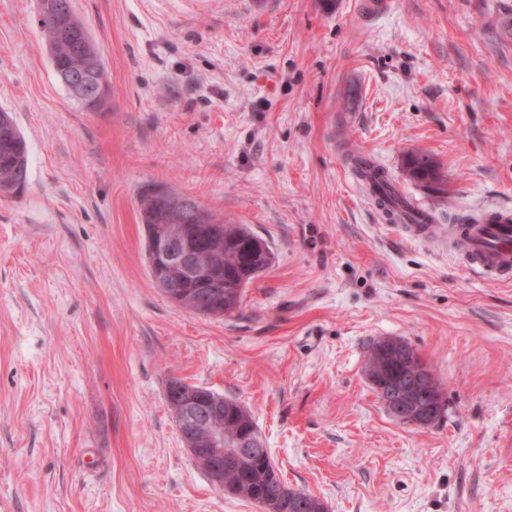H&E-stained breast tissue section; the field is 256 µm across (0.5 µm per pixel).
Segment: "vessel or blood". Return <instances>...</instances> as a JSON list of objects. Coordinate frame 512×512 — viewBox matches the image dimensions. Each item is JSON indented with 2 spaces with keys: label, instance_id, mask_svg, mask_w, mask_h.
Instances as JSON below:
<instances>
[{
  "label": "vessel or blood",
  "instance_id": "b4317fda",
  "mask_svg": "<svg viewBox=\"0 0 512 512\" xmlns=\"http://www.w3.org/2000/svg\"><path fill=\"white\" fill-rule=\"evenodd\" d=\"M397 209L405 215L402 228L415 239L428 238L435 225L426 223L422 207H410L406 196H399ZM453 239L467 267L486 277L512 275V209L502 206L484 212L476 221L456 225Z\"/></svg>",
  "mask_w": 512,
  "mask_h": 512
}]
</instances>
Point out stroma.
Instances as JSON below:
<instances>
[{
  "label": "stroma",
  "mask_w": 512,
  "mask_h": 512,
  "mask_svg": "<svg viewBox=\"0 0 512 512\" xmlns=\"http://www.w3.org/2000/svg\"><path fill=\"white\" fill-rule=\"evenodd\" d=\"M103 111L57 80L36 0H0V110L29 181L0 198V512H260L184 447L171 380L237 400L326 512H512V280L406 238L369 153L441 227L512 207V0H72ZM424 152L445 182L410 181ZM161 183L268 241L227 317L148 274L136 195ZM398 337L447 409L394 418L364 363ZM355 171L364 180H369L376 192L386 198H391L389 195L392 190V181L389 179L387 172L383 169H377L375 165L365 158L355 159ZM383 197L378 196V203L385 206Z\"/></svg>",
  "instance_id": "35a3bbf8"
}]
</instances>
